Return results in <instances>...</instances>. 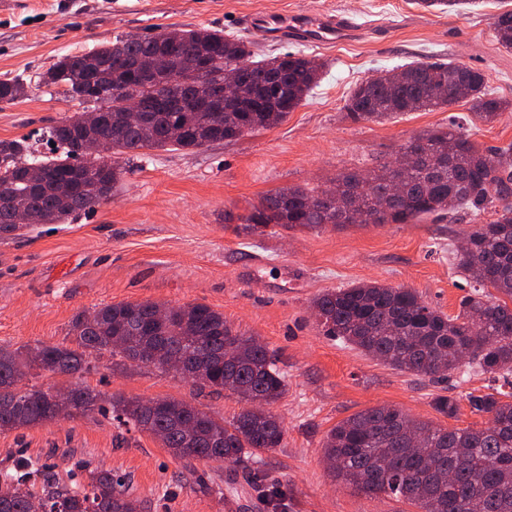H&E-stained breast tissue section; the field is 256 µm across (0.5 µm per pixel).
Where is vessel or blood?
I'll return each instance as SVG.
<instances>
[{
    "label": "vessel or blood",
    "instance_id": "b4317fda",
    "mask_svg": "<svg viewBox=\"0 0 512 512\" xmlns=\"http://www.w3.org/2000/svg\"><path fill=\"white\" fill-rule=\"evenodd\" d=\"M239 25L270 42L295 40L311 45H329L345 39L355 29L343 16L313 17L305 13L260 12L242 16Z\"/></svg>",
    "mask_w": 512,
    "mask_h": 512
}]
</instances>
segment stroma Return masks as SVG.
I'll return each instance as SVG.
<instances>
[{
	"instance_id": "obj_1",
	"label": "stroma",
	"mask_w": 512,
	"mask_h": 512,
	"mask_svg": "<svg viewBox=\"0 0 512 512\" xmlns=\"http://www.w3.org/2000/svg\"><path fill=\"white\" fill-rule=\"evenodd\" d=\"M512 0H483L467 13H439L415 0H6L0 6V79L34 82L29 96L0 104V139L29 136L47 151L48 128L78 113L64 87L38 77L60 56L88 52L118 36L165 29H221L239 34L238 16L258 11L344 15L361 35L329 46L272 44L254 37L262 56L319 59L316 86L285 122L197 150H154L125 162L110 201L63 224H34L0 235V346L69 343L79 311L152 301L203 303L238 332L272 351L288 390L273 411L286 433L259 463L187 462L145 433L119 434L112 396L174 397L231 419L244 407L228 391L199 388L152 367L113 369L110 356L89 370L33 377L36 385L88 386L102 412L51 426L0 432V470L25 458L58 474L87 466L129 482L144 512H415L388 496L371 497L328 476L321 442L339 421L386 404L448 428L478 427L467 394L492 381L457 371L429 380L394 369L323 335L313 315L321 293L377 281L411 289L453 316L472 291L448 255L467 222L428 220L381 227L330 226L236 235L270 191L326 188L337 174L393 160L419 133L459 123L480 148L512 143V111L482 123L470 101L408 112L381 123L355 122L345 110L350 88L381 70L446 60L481 72L491 96L512 102V50L494 37L497 15ZM455 396L456 417L435 397Z\"/></svg>"
}]
</instances>
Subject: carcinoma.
<instances>
[{
    "instance_id": "cac0c4a2",
    "label": "carcinoma",
    "mask_w": 512,
    "mask_h": 512,
    "mask_svg": "<svg viewBox=\"0 0 512 512\" xmlns=\"http://www.w3.org/2000/svg\"><path fill=\"white\" fill-rule=\"evenodd\" d=\"M476 0H421L424 7L456 12ZM495 39L512 50V10L494 22ZM150 56L153 75L133 76L137 60ZM243 70V93L223 112H205L198 102L217 95L224 68ZM321 65L296 54L257 59L245 36L217 29H173L137 39L118 36L110 45L64 55L39 84L62 85L91 111L59 121L50 138L61 152L40 156L28 138L0 139V232L24 228L9 223L10 203L28 202L45 223L63 224L112 196L122 174L116 155L142 156L167 146L194 150L282 123L318 80ZM407 81L394 84L381 72L355 86L347 99L353 121L384 120L405 112L432 111L460 100L467 88L475 115L493 123L512 104L488 96L484 76L452 62L416 61L404 66ZM146 108L144 124L127 119L129 88ZM18 78L0 80V103L28 96ZM108 137L110 154L81 150L92 137ZM419 157L412 169L386 162L367 172L336 175L326 189L290 187L260 199L237 233L271 224L283 229L326 224H409L424 218L461 220L491 210V219L451 250L453 265L477 284L450 317L404 286L359 283L328 290L314 301L318 326L392 367L430 378L462 366L508 379L512 373V143L482 150L452 124L410 138L399 147ZM43 170L38 185L27 167ZM492 288L499 296L484 292ZM68 335L75 346L0 347V431L48 426L102 410L99 394L85 386L62 402L52 388L20 385L22 371L75 375L89 359L109 354L120 363L151 366L139 348L159 358L183 359V378L214 392L228 390L247 404L230 420L173 397L147 401L121 395L110 401L117 428L133 426L159 440L178 458L240 464L282 446L285 428L271 411L287 391L284 373L267 347L233 330L224 314L203 303L170 306L120 303L96 309L93 321L76 313ZM232 345V356L224 354ZM481 427L448 429L395 406L378 405L336 424L322 440L330 477L368 496L387 495L417 512H512V395L493 389L468 394ZM434 407L453 418L454 396H438ZM142 512L128 484L108 471L73 472L64 481L37 461L25 459L0 473V512Z\"/></svg>"
}]
</instances>
